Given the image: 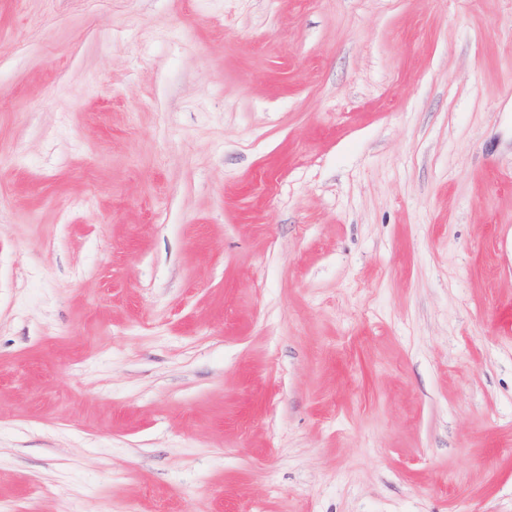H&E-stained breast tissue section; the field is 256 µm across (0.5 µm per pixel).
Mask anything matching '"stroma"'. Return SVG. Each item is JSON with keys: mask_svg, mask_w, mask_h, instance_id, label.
Here are the masks:
<instances>
[{"mask_svg": "<svg viewBox=\"0 0 512 512\" xmlns=\"http://www.w3.org/2000/svg\"><path fill=\"white\" fill-rule=\"evenodd\" d=\"M0 502L512 512V0H0Z\"/></svg>", "mask_w": 512, "mask_h": 512, "instance_id": "stroma-1", "label": "stroma"}]
</instances>
